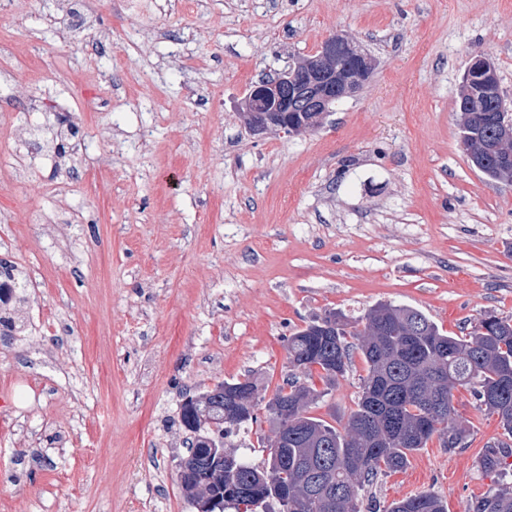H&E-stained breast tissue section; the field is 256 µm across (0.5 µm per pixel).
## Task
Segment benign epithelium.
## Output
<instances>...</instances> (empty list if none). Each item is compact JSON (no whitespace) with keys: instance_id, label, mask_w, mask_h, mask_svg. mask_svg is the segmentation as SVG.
Returning <instances> with one entry per match:
<instances>
[{"instance_id":"1","label":"benign epithelium","mask_w":512,"mask_h":512,"mask_svg":"<svg viewBox=\"0 0 512 512\" xmlns=\"http://www.w3.org/2000/svg\"><path fill=\"white\" fill-rule=\"evenodd\" d=\"M340 53L350 60L343 70L335 66L336 55ZM370 74L365 57L354 43L331 36L314 55L251 90L245 99L250 128L257 133L270 128L295 133L300 127L288 122V113L315 112L321 119L329 111L332 101L357 92ZM476 80L483 83L487 94L498 88L496 73L482 56L474 58V65L465 73L463 84L469 89Z\"/></svg>"}]
</instances>
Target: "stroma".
I'll list each match as a JSON object with an SVG mask.
<instances>
[{"label":"stroma","mask_w":512,"mask_h":512,"mask_svg":"<svg viewBox=\"0 0 512 512\" xmlns=\"http://www.w3.org/2000/svg\"><path fill=\"white\" fill-rule=\"evenodd\" d=\"M0 0V261L28 284L0 343V512H196L178 481L186 392L250 375L275 388L295 329L379 302L449 334L512 317V178L474 167L457 109L472 58L512 110V0ZM375 64L301 134L252 133L241 103L329 36ZM30 87L20 96L17 86ZM73 149L15 129L56 115ZM363 362L314 415L340 427ZM463 447L431 440L360 512L435 492L448 512L498 486L501 437L470 393Z\"/></svg>","instance_id":"35a3bbf8"}]
</instances>
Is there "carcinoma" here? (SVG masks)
Returning a JSON list of instances; mask_svg holds the SVG:
<instances>
[{
	"label": "carcinoma",
	"mask_w": 512,
	"mask_h": 512,
	"mask_svg": "<svg viewBox=\"0 0 512 512\" xmlns=\"http://www.w3.org/2000/svg\"><path fill=\"white\" fill-rule=\"evenodd\" d=\"M471 105L460 125L471 163L492 179L512 177V141L503 140L502 98L461 93ZM23 331L0 314V340ZM289 374L266 401V388L246 376L198 395H183L180 424L188 433L179 483L190 500H213L210 512H360L379 477L407 468L438 437L453 450L467 435L455 418L454 391L465 389L497 416L503 439L486 451L482 469L501 474L512 457V318L489 311L462 335L450 336L421 310L378 303L351 318L330 311L288 337ZM360 355L355 409L338 429L310 409L352 371ZM323 388H317L313 373ZM265 410L273 435L254 464L218 456L231 429L258 422ZM277 506L273 510L270 505ZM384 512H448L443 496L420 492ZM467 512H512V486L474 498Z\"/></svg>",
	"instance_id": "carcinoma-1"
}]
</instances>
